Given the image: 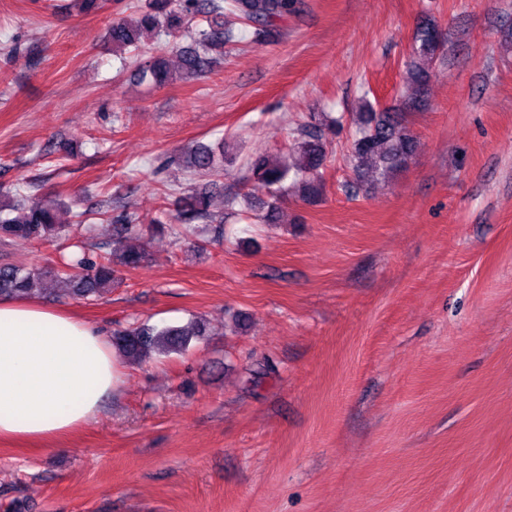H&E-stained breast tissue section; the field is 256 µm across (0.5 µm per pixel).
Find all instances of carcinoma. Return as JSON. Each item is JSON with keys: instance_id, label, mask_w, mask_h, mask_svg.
<instances>
[{"instance_id": "1", "label": "carcinoma", "mask_w": 512, "mask_h": 512, "mask_svg": "<svg viewBox=\"0 0 512 512\" xmlns=\"http://www.w3.org/2000/svg\"><path fill=\"white\" fill-rule=\"evenodd\" d=\"M297 10V0H149L135 20H118L108 30V38L117 52L139 51L146 33L159 37L164 34L178 38L190 34L193 45L177 48V69H170L168 49L156 50L139 71L142 82L161 85L173 77L194 79L212 69L217 62L213 52L236 41L237 35L226 23L229 17L252 29L253 37L266 39L273 35L277 22ZM445 38L435 23L426 21L417 29L409 56L411 92L404 100L405 108L417 109L424 103L425 89L430 78L429 67L443 53ZM342 120L322 115L297 128L289 144L288 163L267 153H257L245 162L247 177L268 190L270 200L263 203L266 212L258 219L274 223L279 194L283 183L290 179L305 199L319 195L323 168L331 142L326 132L340 127ZM417 140L406 125L402 113L376 108L363 100V112L351 133L350 157L359 173H372L380 179L402 170L416 151ZM224 143L200 145L186 159L190 172L208 176L224 169ZM178 224H143L139 217L124 212L115 218L100 212L112 223V244L108 251L91 256L85 251L62 257L48 269L29 268L14 263H0V298L25 297L36 280L48 283L65 282L72 293L83 299H93L112 289L118 282L119 268H136L145 257L142 250L128 245V240L140 238L146 232H169L178 239L183 234L181 224L208 219L210 199L207 193L188 188L178 198ZM58 204L43 197H33L20 186L0 193V241H56L70 237L73 225L61 224L57 217ZM202 319L187 327H158L147 321L134 323L112 333V348L133 362H140L153 352L178 354L187 349L191 338L206 335Z\"/></svg>"}]
</instances>
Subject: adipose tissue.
<instances>
[{
  "label": "adipose tissue",
  "mask_w": 512,
  "mask_h": 512,
  "mask_svg": "<svg viewBox=\"0 0 512 512\" xmlns=\"http://www.w3.org/2000/svg\"><path fill=\"white\" fill-rule=\"evenodd\" d=\"M108 339L26 298L0 300V438L47 443L95 417L116 387Z\"/></svg>",
  "instance_id": "obj_1"
}]
</instances>
